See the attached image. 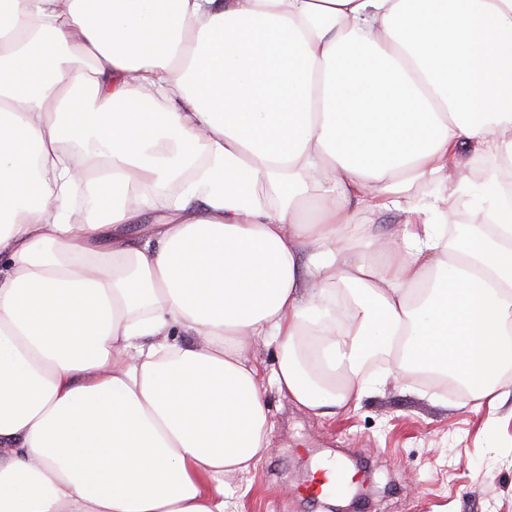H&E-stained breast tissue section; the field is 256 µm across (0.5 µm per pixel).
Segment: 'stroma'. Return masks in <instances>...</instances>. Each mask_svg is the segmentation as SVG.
<instances>
[{"mask_svg":"<svg viewBox=\"0 0 512 512\" xmlns=\"http://www.w3.org/2000/svg\"><path fill=\"white\" fill-rule=\"evenodd\" d=\"M274 427L255 469L233 481L236 512H512V402L471 400L388 380L355 409L318 418L267 389ZM351 483L327 496L302 486L323 458Z\"/></svg>","mask_w":512,"mask_h":512,"instance_id":"obj_1","label":"stroma"}]
</instances>
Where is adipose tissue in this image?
<instances>
[{
	"mask_svg": "<svg viewBox=\"0 0 512 512\" xmlns=\"http://www.w3.org/2000/svg\"><path fill=\"white\" fill-rule=\"evenodd\" d=\"M503 173L512 0H0V512H232L252 343L320 418L416 369L504 405Z\"/></svg>",
	"mask_w": 512,
	"mask_h": 512,
	"instance_id": "1",
	"label": "adipose tissue"
}]
</instances>
